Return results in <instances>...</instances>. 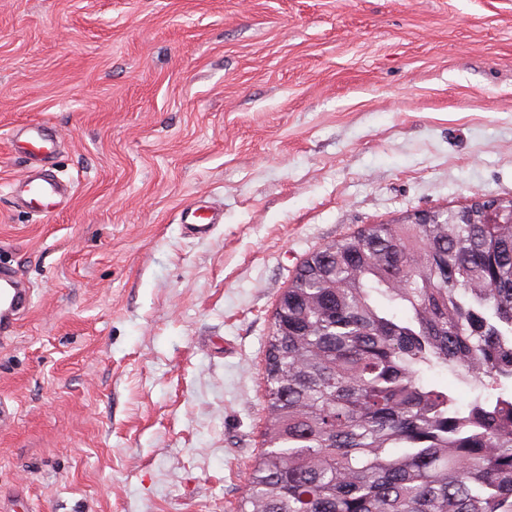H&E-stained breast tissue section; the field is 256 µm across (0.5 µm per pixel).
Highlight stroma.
I'll list each match as a JSON object with an SVG mask.
<instances>
[{"instance_id":"stroma-1","label":"stroma","mask_w":512,"mask_h":512,"mask_svg":"<svg viewBox=\"0 0 512 512\" xmlns=\"http://www.w3.org/2000/svg\"><path fill=\"white\" fill-rule=\"evenodd\" d=\"M478 198L512 200V0H0V512H237L302 263ZM19 138L24 139L26 154L35 161H44L51 157L58 147L57 139L49 129L40 123L24 125ZM19 183L15 190L17 202L41 215L52 213L56 206L73 196L70 184L46 175L26 174ZM201 207L188 205L180 211V221L183 227L195 237L207 238L213 234L221 218L216 215L203 216ZM21 279L17 272L8 267L0 269V317L2 328L7 329L17 314L22 296L18 289Z\"/></svg>"}]
</instances>
